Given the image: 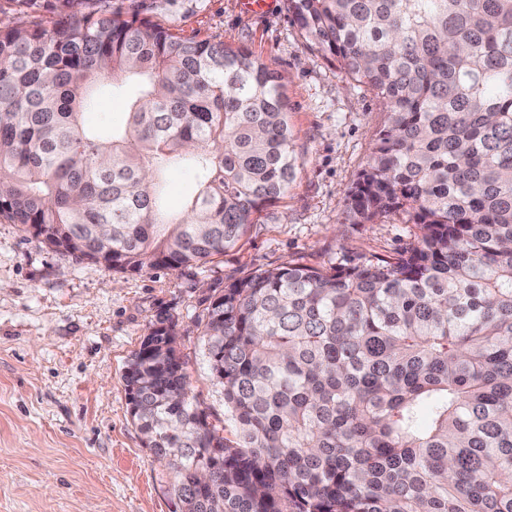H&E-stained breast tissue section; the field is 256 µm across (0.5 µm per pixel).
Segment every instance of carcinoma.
Instances as JSON below:
<instances>
[{
  "instance_id": "cac0c4a2",
  "label": "carcinoma",
  "mask_w": 512,
  "mask_h": 512,
  "mask_svg": "<svg viewBox=\"0 0 512 512\" xmlns=\"http://www.w3.org/2000/svg\"><path fill=\"white\" fill-rule=\"evenodd\" d=\"M0 27V218L109 269L202 266L295 176L282 77L98 0ZM387 118L344 222L399 216L395 257L258 269L200 319L236 437L194 407L170 318L123 374L179 512H512V0H288ZM105 86L126 122L89 127ZM192 169L176 216L166 172ZM215 468L210 483L197 473Z\"/></svg>"
}]
</instances>
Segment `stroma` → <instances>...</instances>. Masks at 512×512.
Returning a JSON list of instances; mask_svg holds the SVG:
<instances>
[{
	"label": "stroma",
	"mask_w": 512,
	"mask_h": 512,
	"mask_svg": "<svg viewBox=\"0 0 512 512\" xmlns=\"http://www.w3.org/2000/svg\"><path fill=\"white\" fill-rule=\"evenodd\" d=\"M141 0L154 25L252 52L284 78L297 158L285 198L256 213L238 247L202 267L116 271L52 250L0 219V512H172L175 473L145 448L124 366L158 318L176 324L190 396L226 438L236 427L197 317L215 290L286 263L391 257L417 234L388 218L344 221L385 114L374 94L306 47L288 0Z\"/></svg>",
	"instance_id": "35a3bbf8"
}]
</instances>
